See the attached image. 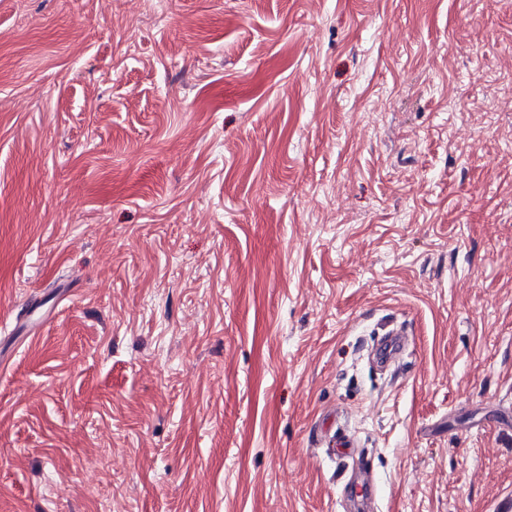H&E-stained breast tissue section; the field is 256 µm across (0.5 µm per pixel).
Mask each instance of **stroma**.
<instances>
[{"mask_svg":"<svg viewBox=\"0 0 512 512\" xmlns=\"http://www.w3.org/2000/svg\"><path fill=\"white\" fill-rule=\"evenodd\" d=\"M511 87L512 0H0V512H341L331 414L512 499ZM382 336L384 337L370 349V361L381 370H396L406 352L405 331L402 328H392Z\"/></svg>","mask_w":512,"mask_h":512,"instance_id":"35a3bbf8","label":"stroma"}]
</instances>
